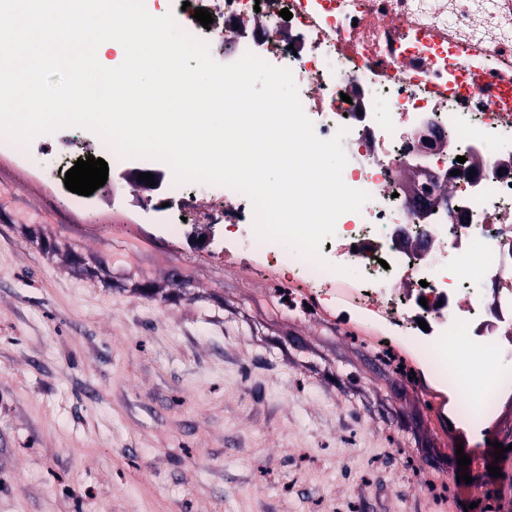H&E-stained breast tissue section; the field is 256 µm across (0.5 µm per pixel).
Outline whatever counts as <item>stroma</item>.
Instances as JSON below:
<instances>
[{"label":"stroma","mask_w":512,"mask_h":512,"mask_svg":"<svg viewBox=\"0 0 512 512\" xmlns=\"http://www.w3.org/2000/svg\"><path fill=\"white\" fill-rule=\"evenodd\" d=\"M73 143L99 153L80 127L0 138V512H512V463L493 447L512 398L471 425L438 382L434 410L471 463L469 482L435 484L402 446L417 417L359 418L375 404L368 361L337 360L323 387L320 358L246 314L204 300L181 318L111 269L47 260L19 225L113 218L107 190L66 188ZM158 194L126 193L122 219L170 246Z\"/></svg>","instance_id":"1"}]
</instances>
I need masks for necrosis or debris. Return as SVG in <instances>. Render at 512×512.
<instances>
[{
	"instance_id": "1",
	"label": "necrosis or debris",
	"mask_w": 512,
	"mask_h": 512,
	"mask_svg": "<svg viewBox=\"0 0 512 512\" xmlns=\"http://www.w3.org/2000/svg\"><path fill=\"white\" fill-rule=\"evenodd\" d=\"M212 8L210 51L228 64L250 51L289 68L316 135L347 128L343 180L370 196L322 242L330 269L286 261L262 239L251 251L225 250V262L263 277L283 308L309 322L327 316L321 299L335 295L336 326L401 378L411 379L417 360L388 332L421 320L495 365L512 337V115L469 87L481 76L512 88V0H212ZM442 192L447 204L422 219L428 250L395 243L420 220L414 197ZM452 208L459 222H449ZM202 218L255 233L251 201L230 188L212 191ZM347 266L365 277L346 279Z\"/></svg>"
}]
</instances>
